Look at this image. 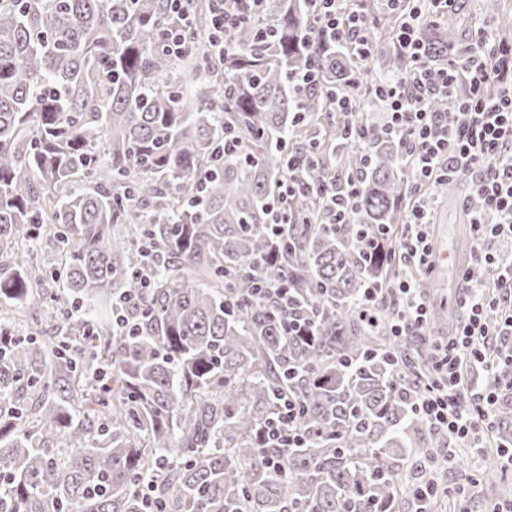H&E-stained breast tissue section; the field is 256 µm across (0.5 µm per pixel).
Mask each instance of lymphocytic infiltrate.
Returning a JSON list of instances; mask_svg holds the SVG:
<instances>
[{"label":"lymphocytic infiltrate","instance_id":"1","mask_svg":"<svg viewBox=\"0 0 512 512\" xmlns=\"http://www.w3.org/2000/svg\"><path fill=\"white\" fill-rule=\"evenodd\" d=\"M340 0H314L319 50L347 46L354 56L367 60L375 51L371 22L357 12L340 7ZM424 10L409 15L400 25L395 46L419 59L417 30L421 22L448 11L455 0H423ZM512 71V51L499 49L485 39L479 52L450 60L439 79H430L423 67L402 78L386 80L380 89L388 132L403 144L410 158L411 191L420 193L395 240L399 274L389 286L370 285L364 290L361 313L377 324V313L391 309L389 333L414 337L426 344L432 358V375L421 386L413 403L431 430L444 435L447 445L435 449L431 465L452 455L453 449L476 448L491 426L493 407L501 388H512V362L498 365L484 351L494 341L512 338V266L500 268V258L488 250V240H512V83L498 96L489 97L485 86ZM457 94L456 111L435 112L428 102L437 95ZM471 183L484 202L483 215L471 223L472 252L476 264L497 268L488 285L463 283L457 305L462 319L446 339L428 331L430 313L421 278L430 276L431 202L424 188L446 176ZM502 310L501 326L486 320L489 309ZM478 363L485 368L484 391L467 395L461 383V367Z\"/></svg>","mask_w":512,"mask_h":512}]
</instances>
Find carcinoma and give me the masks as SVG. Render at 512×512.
<instances>
[{"label":"carcinoma","instance_id":"1","mask_svg":"<svg viewBox=\"0 0 512 512\" xmlns=\"http://www.w3.org/2000/svg\"><path fill=\"white\" fill-rule=\"evenodd\" d=\"M224 5L241 19L219 51L210 0L187 25L169 0H0V512H148V488L157 512H399L405 461L443 444L398 383L427 374L422 343L360 316L412 202L406 152L364 116L378 80L317 51L312 0ZM454 19L419 28L433 74ZM395 29L374 24L383 79L414 69ZM357 180L354 223H328L323 186ZM45 238L51 256L30 249ZM259 278L289 285L288 309ZM288 311L314 335H287ZM457 319L441 306L429 328ZM284 398L296 448L262 442ZM494 436L512 443L507 392ZM303 165L302 159L296 158L288 161V178H286L280 185L279 204L277 209L273 212L271 226L273 234H282L286 226L285 220L281 218L284 210L288 209V197L299 193L301 188L300 184L296 181V170Z\"/></svg>","mask_w":512,"mask_h":512}]
</instances>
